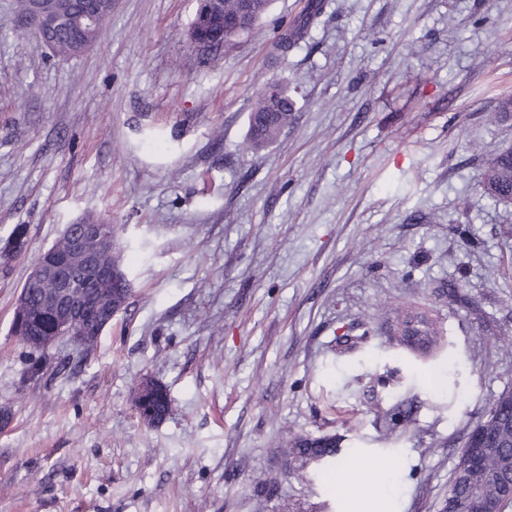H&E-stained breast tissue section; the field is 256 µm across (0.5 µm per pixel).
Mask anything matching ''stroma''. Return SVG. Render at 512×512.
Wrapping results in <instances>:
<instances>
[{"label": "stroma", "mask_w": 512, "mask_h": 512, "mask_svg": "<svg viewBox=\"0 0 512 512\" xmlns=\"http://www.w3.org/2000/svg\"><path fill=\"white\" fill-rule=\"evenodd\" d=\"M0 0V512H440L468 433L512 391V205L482 193L512 145V0H272L229 49L197 0H113L97 43L53 56ZM298 100L245 146L257 92ZM117 225L127 310L88 351L13 335L39 254ZM25 225L23 248L13 245ZM441 329L426 358L396 314ZM42 372L30 377L33 363ZM171 410L145 424L142 378ZM410 406L405 430L386 414ZM359 428L347 431L343 419ZM294 434L335 467L293 474ZM276 479L258 493L260 475ZM321 11L322 5L320 3H316L311 6V11L305 19L283 29L274 42L273 49L276 51L275 55L285 56L288 53V50L296 46L300 41L304 40L309 34L313 20L319 17Z\"/></svg>", "instance_id": "obj_1"}]
</instances>
